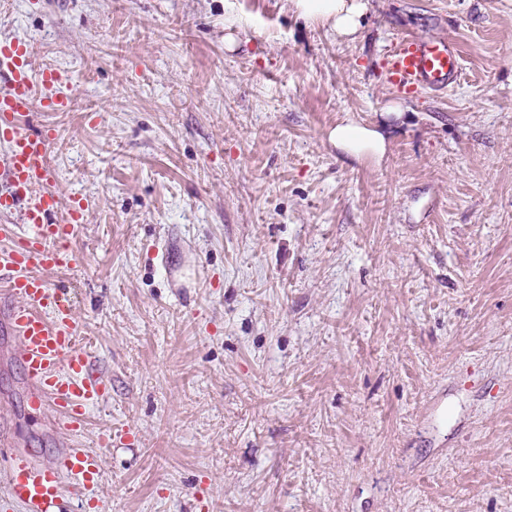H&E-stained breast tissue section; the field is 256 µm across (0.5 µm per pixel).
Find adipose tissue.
<instances>
[{"label": "adipose tissue", "mask_w": 512, "mask_h": 512, "mask_svg": "<svg viewBox=\"0 0 512 512\" xmlns=\"http://www.w3.org/2000/svg\"><path fill=\"white\" fill-rule=\"evenodd\" d=\"M293 12L311 24L328 28L337 37L355 40L368 10L365 0H289ZM331 141L350 155L364 151L380 154L385 137L376 129H367L353 123L336 127L330 133Z\"/></svg>", "instance_id": "ef3b65f1"}]
</instances>
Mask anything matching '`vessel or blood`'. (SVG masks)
I'll return each mask as SVG.
<instances>
[{"label":"vessel or blood","mask_w":512,"mask_h":512,"mask_svg":"<svg viewBox=\"0 0 512 512\" xmlns=\"http://www.w3.org/2000/svg\"><path fill=\"white\" fill-rule=\"evenodd\" d=\"M390 83L403 90L441 91L461 72L456 46L445 38H398L388 61ZM65 72L35 69L27 42L0 38V215H19L22 230L0 225V296L9 303V326L19 342L25 377L36 408H50L59 430L81 433L88 411L99 404L105 384L80 345L82 329L64 290L49 273L76 268L80 256L71 248L74 224L88 208L86 197L72 196L67 217H59L61 199L48 156L52 130L29 129L36 112H63L69 98L53 94L65 85ZM111 433L99 438V450L68 448L50 466L32 464L22 455L6 454L11 500L0 512H48L59 501L64 480L90 495L102 477V448Z\"/></svg>","instance_id":"1"}]
</instances>
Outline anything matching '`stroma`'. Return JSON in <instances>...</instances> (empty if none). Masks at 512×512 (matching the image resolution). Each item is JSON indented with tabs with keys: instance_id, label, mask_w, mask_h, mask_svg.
Listing matches in <instances>:
<instances>
[{
	"instance_id": "35a3bbf8",
	"label": "stroma",
	"mask_w": 512,
	"mask_h": 512,
	"mask_svg": "<svg viewBox=\"0 0 512 512\" xmlns=\"http://www.w3.org/2000/svg\"><path fill=\"white\" fill-rule=\"evenodd\" d=\"M408 33L456 44L448 91L389 83ZM1 36L77 89L30 127L92 201L49 279L107 387L59 431L0 303L13 448L112 431L102 512H512V0H370L353 41L288 0H0ZM330 140L353 156H358L367 150L381 154L385 145V137L379 130L367 129L353 123L336 127L330 133Z\"/></svg>"
}]
</instances>
